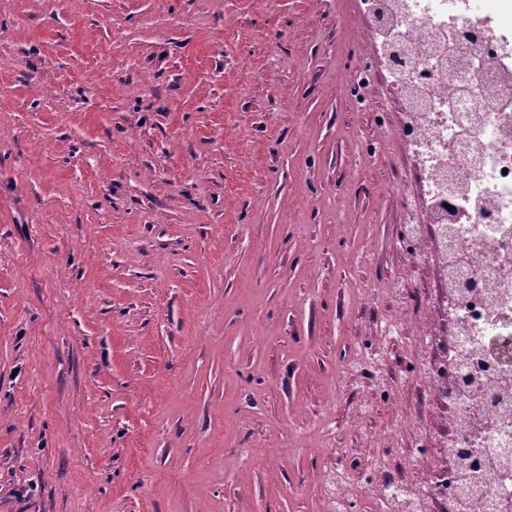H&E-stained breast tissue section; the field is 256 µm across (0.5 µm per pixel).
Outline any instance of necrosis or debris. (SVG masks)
<instances>
[{
  "label": "necrosis or debris",
  "instance_id": "4bbe7bcc",
  "mask_svg": "<svg viewBox=\"0 0 512 512\" xmlns=\"http://www.w3.org/2000/svg\"><path fill=\"white\" fill-rule=\"evenodd\" d=\"M496 2L490 10L472 0H405L397 30L410 53L381 54L380 64L388 70L406 68L412 75L422 106L415 120L400 128L399 137L423 178L424 204L432 216L426 227L443 235L436 215L458 214L454 251L470 257L461 273L475 284L473 291L462 296L451 291L445 299L449 321H462L472 340L465 368L472 382L464 393L455 387L463 369V336L453 334L444 341L445 354L428 366L427 391L450 401L448 445L473 447L483 497L512 507V469L486 456L488 449L504 445L498 427L474 420L464 440L455 420L493 372L512 374V0ZM450 33L471 38L473 54L456 63L448 76L428 61L424 50L434 37ZM465 83L474 85V93L451 97L452 87ZM463 113L478 121L473 146L482 160L464 170L462 191L451 195L442 184Z\"/></svg>",
  "mask_w": 512,
  "mask_h": 512
}]
</instances>
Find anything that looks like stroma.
<instances>
[{
  "label": "stroma",
  "instance_id": "35a3bbf8",
  "mask_svg": "<svg viewBox=\"0 0 512 512\" xmlns=\"http://www.w3.org/2000/svg\"><path fill=\"white\" fill-rule=\"evenodd\" d=\"M370 27L0 0V512H379V460L401 512H448L411 340L447 335L446 288L400 244L422 183Z\"/></svg>",
  "mask_w": 512,
  "mask_h": 512
}]
</instances>
